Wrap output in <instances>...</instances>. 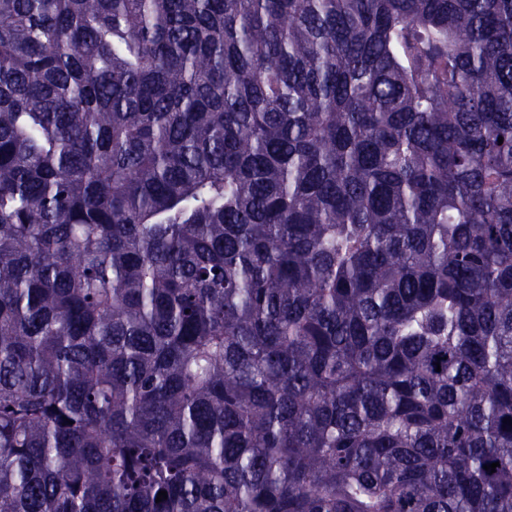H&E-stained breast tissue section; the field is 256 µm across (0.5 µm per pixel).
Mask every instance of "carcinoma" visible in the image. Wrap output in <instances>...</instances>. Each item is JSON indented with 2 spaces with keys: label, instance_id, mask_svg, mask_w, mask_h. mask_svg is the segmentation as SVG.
Segmentation results:
<instances>
[{
  "label": "carcinoma",
  "instance_id": "carcinoma-1",
  "mask_svg": "<svg viewBox=\"0 0 512 512\" xmlns=\"http://www.w3.org/2000/svg\"><path fill=\"white\" fill-rule=\"evenodd\" d=\"M506 418L512 0H0V512H512Z\"/></svg>",
  "mask_w": 512,
  "mask_h": 512
}]
</instances>
